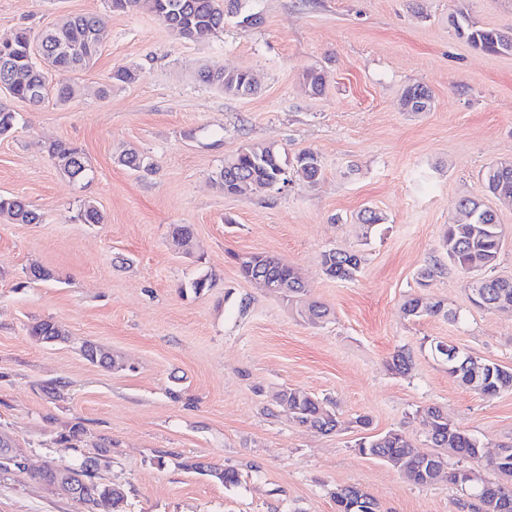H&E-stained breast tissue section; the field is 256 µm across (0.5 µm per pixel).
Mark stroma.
Listing matches in <instances>:
<instances>
[{
  "label": "stroma",
  "mask_w": 512,
  "mask_h": 512,
  "mask_svg": "<svg viewBox=\"0 0 512 512\" xmlns=\"http://www.w3.org/2000/svg\"><path fill=\"white\" fill-rule=\"evenodd\" d=\"M454 0H248L259 24L227 18L203 40L172 35L152 13L113 10L111 0H0V41L31 39L59 20L95 15L107 38L92 64L68 74L65 103L34 105L0 92L13 130L0 136V195L39 214L35 224L0 218V432L28 469L0 473V512H82L35 479L47 461L110 450L102 482L120 486L127 512H336V488L355 485L381 512H457L461 489L447 480L408 481L356 443L392 430L417 451L432 444L420 412L429 406L489 449L512 444V391L482 397L448 375L433 344L512 368V313L469 299L470 275L440 247L457 223L459 199L477 193L491 163L512 159V56L476 50L448 24ZM135 82L108 86L118 66ZM247 69L257 89L227 95L202 83L209 70ZM324 74L313 94L308 71ZM427 86L433 105L408 112L403 90ZM81 147L93 173L71 181L46 147ZM249 143L284 157L317 153L322 178L278 190L225 194V159ZM148 157L133 172L122 147ZM103 215L79 218L84 201ZM367 207L384 217L372 232ZM187 224L196 247L172 243ZM356 251V279L326 276L324 251ZM275 256L297 268L308 300L329 318L303 322L281 298L245 280L233 260ZM55 273L25 283L29 267ZM435 267L428 286L422 268ZM201 294L179 288L203 275ZM445 299L457 321L406 316V298ZM49 319L68 342L43 344L27 328ZM121 358L122 369L88 362L84 342ZM408 374L391 372L397 350ZM299 388L332 401L343 423L320 434L274 415L275 395ZM369 418L368 428L356 425ZM78 451L58 443L74 425ZM190 460L231 468L227 486L185 469Z\"/></svg>",
  "instance_id": "stroma-1"
}]
</instances>
